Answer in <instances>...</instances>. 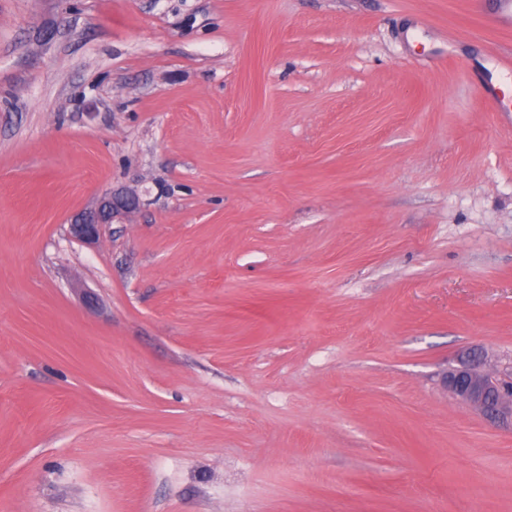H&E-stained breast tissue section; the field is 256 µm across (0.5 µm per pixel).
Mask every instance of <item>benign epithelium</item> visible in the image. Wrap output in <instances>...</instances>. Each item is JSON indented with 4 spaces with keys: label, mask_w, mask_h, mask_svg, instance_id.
I'll return each mask as SVG.
<instances>
[{
    "label": "benign epithelium",
    "mask_w": 512,
    "mask_h": 512,
    "mask_svg": "<svg viewBox=\"0 0 512 512\" xmlns=\"http://www.w3.org/2000/svg\"><path fill=\"white\" fill-rule=\"evenodd\" d=\"M137 203L138 199L132 195L107 193L99 199L96 208L71 220L70 233L79 241L93 242L99 238L102 225L112 223L115 216L134 209ZM441 383L455 397L481 413L512 420V387L486 371L481 362L445 372Z\"/></svg>",
    "instance_id": "benign-epithelium-1"
}]
</instances>
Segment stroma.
Listing matches in <instances>:
<instances>
[{
  "label": "stroma",
  "instance_id": "1",
  "mask_svg": "<svg viewBox=\"0 0 512 512\" xmlns=\"http://www.w3.org/2000/svg\"><path fill=\"white\" fill-rule=\"evenodd\" d=\"M492 13L0 0V512H512ZM139 203L135 196L110 192L103 195L93 210L85 211L71 220L70 233L82 242H93L99 238L103 224L112 223V219L122 212L134 209ZM442 385L462 402L481 413L512 424V391L508 383L485 370L480 360L461 369L446 371Z\"/></svg>",
  "mask_w": 512,
  "mask_h": 512
}]
</instances>
